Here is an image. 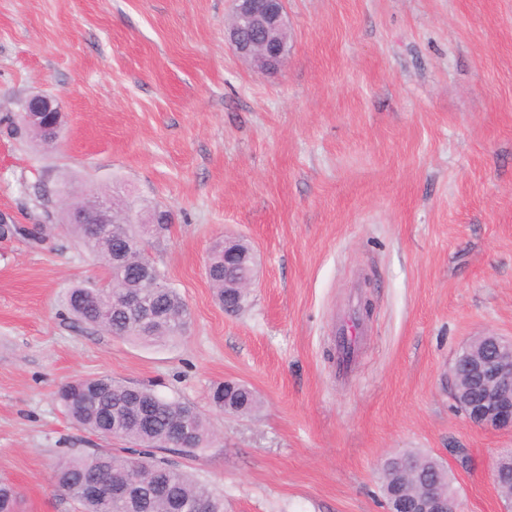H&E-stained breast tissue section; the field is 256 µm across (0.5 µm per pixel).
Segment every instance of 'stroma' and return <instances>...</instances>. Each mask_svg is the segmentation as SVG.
Returning a JSON list of instances; mask_svg holds the SVG:
<instances>
[{
  "instance_id": "1",
  "label": "stroma",
  "mask_w": 512,
  "mask_h": 512,
  "mask_svg": "<svg viewBox=\"0 0 512 512\" xmlns=\"http://www.w3.org/2000/svg\"><path fill=\"white\" fill-rule=\"evenodd\" d=\"M231 10L0 0V210L20 227L0 238V481L19 512H75L53 485L64 450L125 442L74 425L56 392L108 375L198 407L213 436L179 464L224 512H386L380 468L409 449L447 465L464 512H505L492 469L512 431L468 423L448 368L472 337L512 336V0H285L275 73L232 51ZM34 94L63 112L49 151L17 119ZM88 191L170 212L145 247L184 337L119 339L67 310L105 275L63 222ZM227 237L257 258L232 316L205 270ZM225 380L258 412L215 409Z\"/></svg>"
}]
</instances>
